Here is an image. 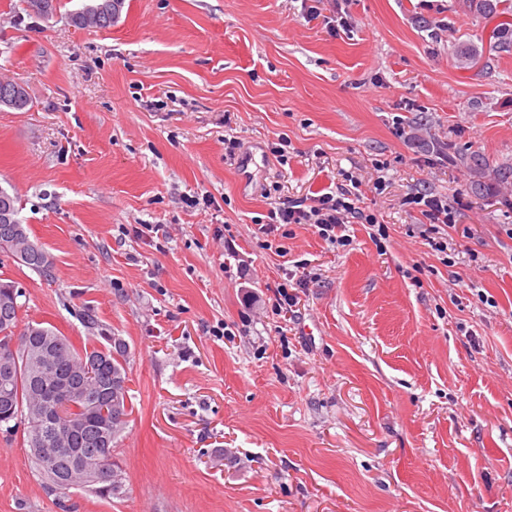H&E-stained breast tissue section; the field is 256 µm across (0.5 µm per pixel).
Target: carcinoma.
<instances>
[{
	"mask_svg": "<svg viewBox=\"0 0 512 512\" xmlns=\"http://www.w3.org/2000/svg\"><path fill=\"white\" fill-rule=\"evenodd\" d=\"M505 0H465V7L479 16L497 12ZM124 0H94V4L71 15L76 26L99 29L112 26ZM31 104L25 86L11 81H0V107L22 111ZM457 160L474 168L475 193L487 196L506 179V173L488 171L479 167L478 159L467 153L458 154ZM8 252L19 264L36 271L43 277L52 276L53 267L41 268L47 252L31 239L28 228L21 226L20 239L9 245ZM22 303L12 308L7 322L0 321V348L14 339L50 337L56 343L51 361L44 366L40 377H35L30 364L19 362L13 374L0 380V393L7 389L10 406L0 407V429L13 434L19 423L27 422L23 444L30 448L51 447L52 434L43 425L47 413L57 427L68 426L77 434L92 437L99 431L114 441L123 432L129 415L128 376L126 371L127 347L123 340L112 338V344L76 346L73 341L49 323H31L16 333ZM106 465L112 470V490L94 489L101 498H120L125 493L122 467L111 456Z\"/></svg>",
	"mask_w": 512,
	"mask_h": 512,
	"instance_id": "carcinoma-1",
	"label": "carcinoma"
}]
</instances>
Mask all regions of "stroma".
I'll list each match as a JSON object with an SVG mask.
<instances>
[{"mask_svg":"<svg viewBox=\"0 0 512 512\" xmlns=\"http://www.w3.org/2000/svg\"><path fill=\"white\" fill-rule=\"evenodd\" d=\"M87 2L46 18L0 0V81L32 100L0 109V187L53 261L47 279L0 252V279L24 290L20 324L126 343L127 493L59 497L0 433V512H512V180L471 196L447 258L405 205L471 195L437 145L512 168V39L491 37L504 15L462 0H125L112 27L74 26ZM340 15L350 30L330 35ZM348 173L386 239L360 224L346 246L305 224L259 231L272 202ZM142 224L167 234L135 236Z\"/></svg>","mask_w":512,"mask_h":512,"instance_id":"obj_1","label":"stroma"}]
</instances>
